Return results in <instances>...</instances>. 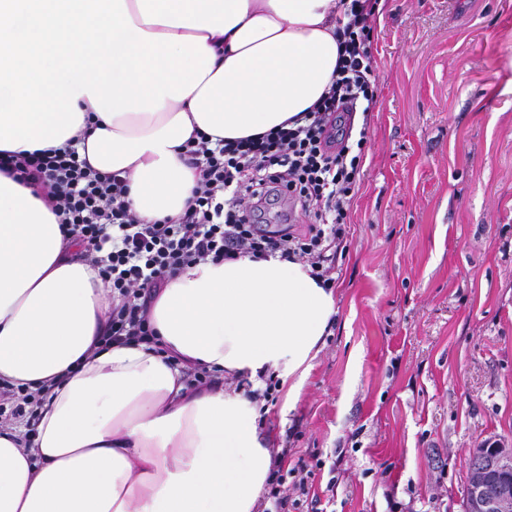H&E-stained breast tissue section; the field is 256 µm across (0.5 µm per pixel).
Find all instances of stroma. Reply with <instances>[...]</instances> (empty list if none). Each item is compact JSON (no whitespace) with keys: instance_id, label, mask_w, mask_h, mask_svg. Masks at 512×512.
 Instances as JSON below:
<instances>
[{"instance_id":"stroma-1","label":"stroma","mask_w":512,"mask_h":512,"mask_svg":"<svg viewBox=\"0 0 512 512\" xmlns=\"http://www.w3.org/2000/svg\"><path fill=\"white\" fill-rule=\"evenodd\" d=\"M337 321L262 432L305 460L291 512H462L512 444V0H383Z\"/></svg>"}]
</instances>
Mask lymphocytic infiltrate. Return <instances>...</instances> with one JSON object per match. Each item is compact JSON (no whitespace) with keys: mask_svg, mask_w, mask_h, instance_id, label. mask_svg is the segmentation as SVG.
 Masks as SVG:
<instances>
[{"mask_svg":"<svg viewBox=\"0 0 512 512\" xmlns=\"http://www.w3.org/2000/svg\"><path fill=\"white\" fill-rule=\"evenodd\" d=\"M377 0H340L344 22L336 28L339 58L324 96L298 114L296 126L239 140L187 141L189 162L203 179L182 214L143 223L126 201V178L94 170L66 147L0 158V172L44 190V200L67 224L112 288L110 323L103 345L152 343L149 302L166 278L197 262L277 255L311 268L319 285L334 287L335 261L349 236L350 206L360 184L364 139H352L354 113L377 105L373 57ZM284 195L305 230H274L256 222L270 192ZM313 472L297 462L277 475L268 498L288 512L292 492H306Z\"/></svg>","mask_w":512,"mask_h":512,"instance_id":"obj_1","label":"lymphocytic infiltrate"}]
</instances>
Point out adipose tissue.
<instances>
[{
	"label": "adipose tissue",
	"mask_w": 512,
	"mask_h": 512,
	"mask_svg": "<svg viewBox=\"0 0 512 512\" xmlns=\"http://www.w3.org/2000/svg\"><path fill=\"white\" fill-rule=\"evenodd\" d=\"M339 0H0V151L74 146L148 224L201 179L180 147L280 127L329 88ZM40 197L0 173V381L46 388L0 429V512H262L268 379L294 405L337 314L300 261H202L150 308L163 346L97 350L109 287ZM240 388L188 390L179 365Z\"/></svg>",
	"instance_id": "1"
}]
</instances>
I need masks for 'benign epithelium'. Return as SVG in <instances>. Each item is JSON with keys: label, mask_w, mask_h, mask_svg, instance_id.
Segmentation results:
<instances>
[{"label": "benign epithelium", "mask_w": 512, "mask_h": 512, "mask_svg": "<svg viewBox=\"0 0 512 512\" xmlns=\"http://www.w3.org/2000/svg\"><path fill=\"white\" fill-rule=\"evenodd\" d=\"M463 512H512V448L486 441L472 449Z\"/></svg>", "instance_id": "1"}]
</instances>
